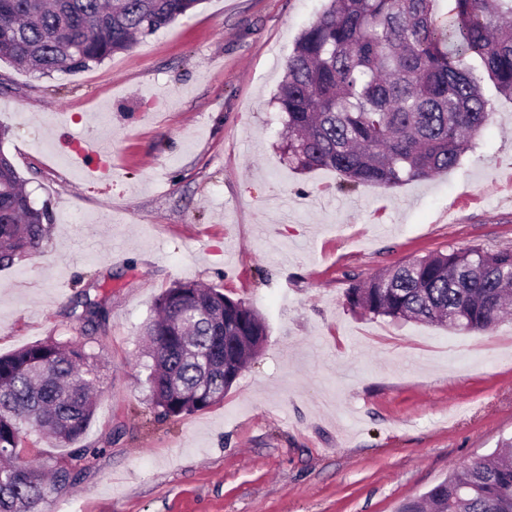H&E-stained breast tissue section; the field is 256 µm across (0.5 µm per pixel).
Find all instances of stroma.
<instances>
[{
	"instance_id": "35a3bbf8",
	"label": "stroma",
	"mask_w": 512,
	"mask_h": 512,
	"mask_svg": "<svg viewBox=\"0 0 512 512\" xmlns=\"http://www.w3.org/2000/svg\"><path fill=\"white\" fill-rule=\"evenodd\" d=\"M324 0H203L76 72L0 61V149L52 223L0 269V354L84 343L101 367L93 455L54 512H399L512 436V319L453 332L354 312L353 283L414 256L512 249V99L448 172L339 191L280 159L273 95ZM108 148L109 179L77 155ZM176 281L263 317L223 402L148 412L143 329ZM102 301L90 327L72 313Z\"/></svg>"
}]
</instances>
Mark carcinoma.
I'll use <instances>...</instances> for the list:
<instances>
[{
    "label": "carcinoma",
    "mask_w": 512,
    "mask_h": 512,
    "mask_svg": "<svg viewBox=\"0 0 512 512\" xmlns=\"http://www.w3.org/2000/svg\"><path fill=\"white\" fill-rule=\"evenodd\" d=\"M327 0L285 65L275 95L280 149L297 171L329 168L342 190L390 188L456 167L490 124L477 73L512 97V0ZM202 0H0V60L41 75L79 70L132 49ZM12 160L0 151V267L36 252L49 231ZM366 315L456 330H488L512 315V251L436 252L393 266L347 291ZM78 319L101 304L84 294ZM149 405L163 417L224 400V366L261 348L266 325L247 302L214 287L175 282L154 302ZM98 367L85 345L47 339L0 355V512H47L82 469L45 481L25 455L27 428L56 447L83 437L96 411ZM400 512H512V454L455 467Z\"/></svg>",
    "instance_id": "1"
}]
</instances>
